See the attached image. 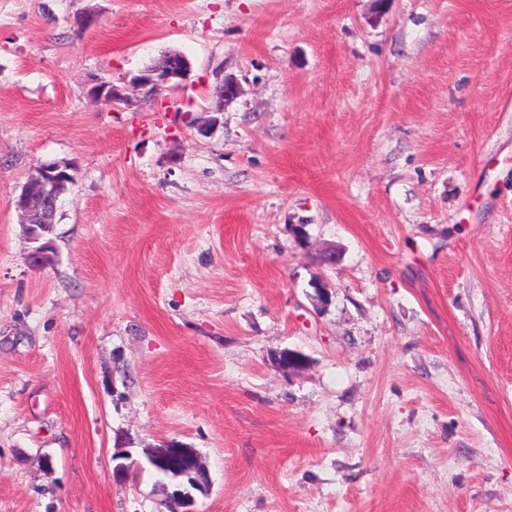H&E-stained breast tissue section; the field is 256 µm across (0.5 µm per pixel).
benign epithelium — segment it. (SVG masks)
<instances>
[{"label": "benign epithelium", "mask_w": 512, "mask_h": 512, "mask_svg": "<svg viewBox=\"0 0 512 512\" xmlns=\"http://www.w3.org/2000/svg\"><path fill=\"white\" fill-rule=\"evenodd\" d=\"M191 63L184 55L174 52L166 55L157 65L143 69L118 87L102 79L96 80L89 90L91 98L110 106L131 105L128 91H137L150 99L164 87H177L191 75ZM242 94L238 81L230 76L220 84L215 111L222 112ZM76 166L68 160L44 162L35 167L16 197L15 207L20 223L25 226L30 240L38 246L29 255L38 264L52 261V242L43 240V233L55 224L58 202L76 181ZM147 462L178 486L169 497L168 505L174 512H198L196 500L183 483L201 490L208 487V477L200 457L191 448L166 442L147 453Z\"/></svg>", "instance_id": "1"}]
</instances>
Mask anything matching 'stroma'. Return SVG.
<instances>
[{"label":"stroma","instance_id":"obj_1","mask_svg":"<svg viewBox=\"0 0 512 512\" xmlns=\"http://www.w3.org/2000/svg\"><path fill=\"white\" fill-rule=\"evenodd\" d=\"M167 441L198 512H512V0H0V512H165ZM191 63L184 55L169 53L158 64L143 69L130 80L124 82V87H118L112 82L96 79L95 87L89 93L94 100L110 106L131 105L128 90L138 91L143 98L151 99L164 87H177L188 80L191 75ZM218 99L215 102V112H224V109L235 102L242 94L240 84L233 77L227 76L220 84ZM72 161L55 160L35 167L16 197L15 207L30 240L39 242L55 224L58 202L76 181ZM155 448L146 453L148 464L179 487L172 492L167 505L175 512H198L194 508V496L189 491L180 489L185 479L193 489L201 491L208 487L207 473L198 454L193 449L174 442H166Z\"/></svg>","mask_w":512,"mask_h":512}]
</instances>
